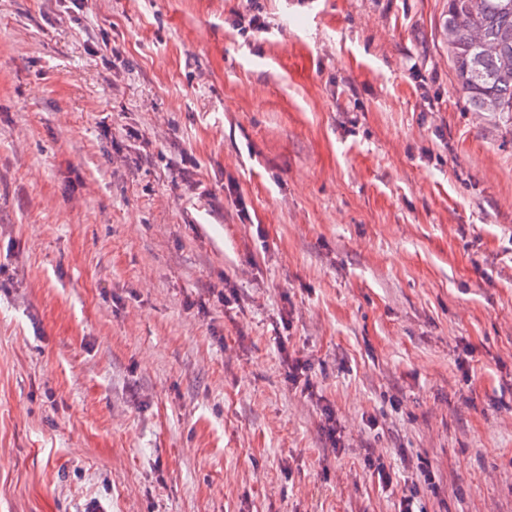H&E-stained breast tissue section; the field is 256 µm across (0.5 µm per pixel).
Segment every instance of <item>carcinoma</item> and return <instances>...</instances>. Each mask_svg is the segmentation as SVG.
Returning <instances> with one entry per match:
<instances>
[{"mask_svg":"<svg viewBox=\"0 0 512 512\" xmlns=\"http://www.w3.org/2000/svg\"><path fill=\"white\" fill-rule=\"evenodd\" d=\"M442 29L470 110L511 117L512 0H448Z\"/></svg>","mask_w":512,"mask_h":512,"instance_id":"cac0c4a2","label":"carcinoma"}]
</instances>
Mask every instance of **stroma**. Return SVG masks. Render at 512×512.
<instances>
[{
    "instance_id": "stroma-1",
    "label": "stroma",
    "mask_w": 512,
    "mask_h": 512,
    "mask_svg": "<svg viewBox=\"0 0 512 512\" xmlns=\"http://www.w3.org/2000/svg\"><path fill=\"white\" fill-rule=\"evenodd\" d=\"M238 8L0 0V512H512V121L448 0ZM261 0H241V10L238 12V18L235 25L238 31L252 32L255 34H267L269 27L265 21L264 7ZM247 23V25H246ZM280 350L285 354V360L288 363V380L295 388H301L304 394L313 395L314 384L312 375L309 374L310 364L299 356L288 354L286 347L281 344Z\"/></svg>"
}]
</instances>
